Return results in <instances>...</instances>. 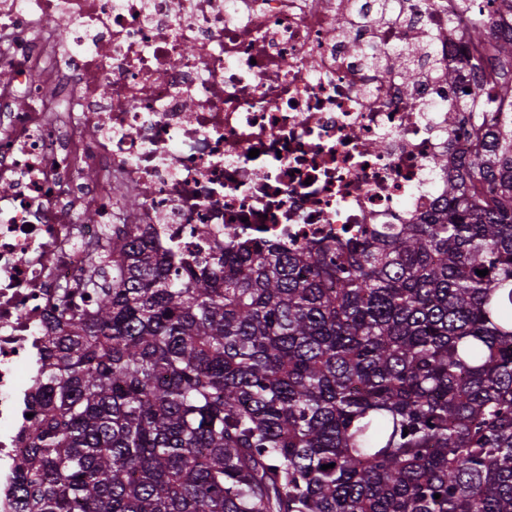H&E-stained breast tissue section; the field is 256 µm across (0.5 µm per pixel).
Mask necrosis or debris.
Segmentation results:
<instances>
[{
    "label": "necrosis or debris",
    "instance_id": "1",
    "mask_svg": "<svg viewBox=\"0 0 512 512\" xmlns=\"http://www.w3.org/2000/svg\"><path fill=\"white\" fill-rule=\"evenodd\" d=\"M470 22L454 0L395 18L377 0H0V512H20L61 295L95 303L102 225H151L193 262L246 233L296 248L433 213L438 160L475 146L448 115L493 90ZM400 47L437 60L409 93Z\"/></svg>",
    "mask_w": 512,
    "mask_h": 512
}]
</instances>
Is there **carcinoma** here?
Instances as JSON below:
<instances>
[{"label": "carcinoma", "instance_id": "obj_1", "mask_svg": "<svg viewBox=\"0 0 512 512\" xmlns=\"http://www.w3.org/2000/svg\"><path fill=\"white\" fill-rule=\"evenodd\" d=\"M474 2L499 94L431 216L178 274L149 225L106 230L40 371L22 512H512V120L481 135L512 115V37ZM395 60L409 84L433 62Z\"/></svg>", "mask_w": 512, "mask_h": 512}]
</instances>
